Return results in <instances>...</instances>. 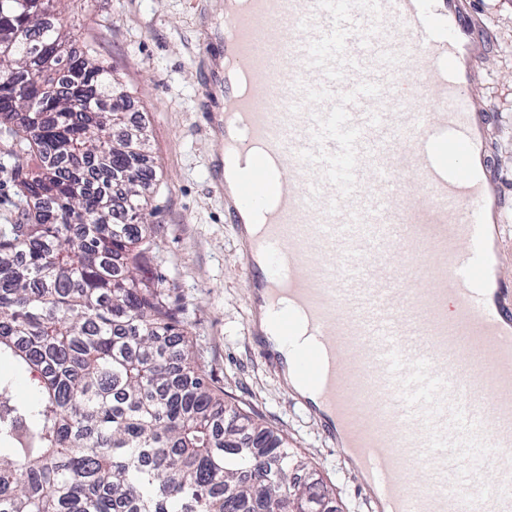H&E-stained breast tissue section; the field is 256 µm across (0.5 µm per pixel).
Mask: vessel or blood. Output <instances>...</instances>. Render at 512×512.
<instances>
[{"mask_svg": "<svg viewBox=\"0 0 512 512\" xmlns=\"http://www.w3.org/2000/svg\"><path fill=\"white\" fill-rule=\"evenodd\" d=\"M487 50L470 0H224L204 46L250 339L314 394L368 512H512Z\"/></svg>", "mask_w": 512, "mask_h": 512, "instance_id": "obj_1", "label": "vessel or blood"}]
</instances>
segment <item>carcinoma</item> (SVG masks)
<instances>
[{
	"label": "carcinoma",
	"instance_id": "1",
	"mask_svg": "<svg viewBox=\"0 0 512 512\" xmlns=\"http://www.w3.org/2000/svg\"><path fill=\"white\" fill-rule=\"evenodd\" d=\"M59 0H0V81L32 83L35 110L0 92V136L25 223L0 228V512H321L331 490L283 436L206 383L148 223L145 152L127 95L94 45L67 50ZM40 31L62 66L43 71ZM70 86L69 96L41 90Z\"/></svg>",
	"mask_w": 512,
	"mask_h": 512
}]
</instances>
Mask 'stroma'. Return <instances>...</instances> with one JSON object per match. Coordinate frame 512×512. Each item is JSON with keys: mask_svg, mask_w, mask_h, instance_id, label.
<instances>
[{"mask_svg": "<svg viewBox=\"0 0 512 512\" xmlns=\"http://www.w3.org/2000/svg\"><path fill=\"white\" fill-rule=\"evenodd\" d=\"M491 40L478 92L495 115L493 156L507 201L500 231V274L512 284V0H478ZM224 0H62L56 22L75 47L94 43L127 91L129 118L149 142L155 178L151 214L163 259L151 275L170 285L208 382L225 400L283 435L333 491L338 512H366L342 464L344 451L315 419L291 403L281 374L250 348V296L237 233L209 167L219 139L199 120L198 58Z\"/></svg>", "mask_w": 512, "mask_h": 512, "instance_id": "1", "label": "stroma"}]
</instances>
